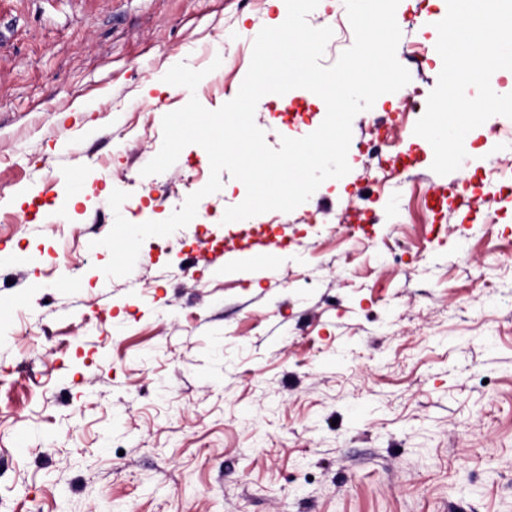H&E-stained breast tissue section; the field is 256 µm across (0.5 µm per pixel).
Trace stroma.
<instances>
[{"mask_svg":"<svg viewBox=\"0 0 512 512\" xmlns=\"http://www.w3.org/2000/svg\"><path fill=\"white\" fill-rule=\"evenodd\" d=\"M398 11L413 93L354 118L346 176L240 225L223 216L246 189L222 174L110 277L113 190L128 221H162L210 177L197 145L142 175L191 97L147 83L205 70L194 97L218 109L277 10L0 0V249L21 252L0 264V512H512V143L481 125L457 171H432L414 127L447 6ZM307 20L333 31L322 65L352 46L344 0ZM291 95L257 104L270 147L325 118Z\"/></svg>","mask_w":512,"mask_h":512,"instance_id":"1","label":"stroma"}]
</instances>
